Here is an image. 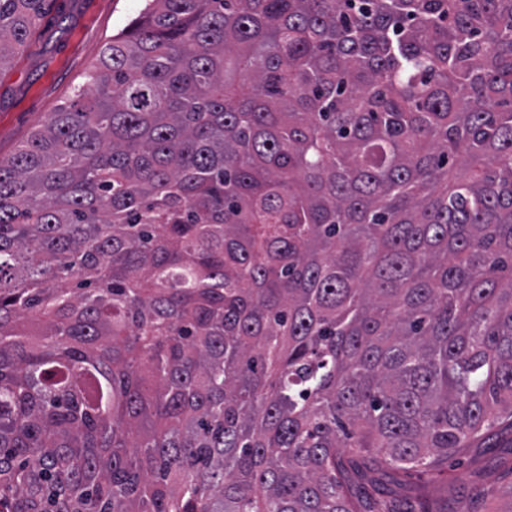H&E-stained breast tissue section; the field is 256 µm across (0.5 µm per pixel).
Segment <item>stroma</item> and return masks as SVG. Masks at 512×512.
<instances>
[{
    "mask_svg": "<svg viewBox=\"0 0 512 512\" xmlns=\"http://www.w3.org/2000/svg\"><path fill=\"white\" fill-rule=\"evenodd\" d=\"M146 0H46L23 48L0 66V158L14 154L47 115L70 106L105 45L138 16ZM493 448L469 449L441 483L413 490L387 482L386 497L426 505L432 512H512V498H481L506 486L501 461L512 456V433Z\"/></svg>",
    "mask_w": 512,
    "mask_h": 512,
    "instance_id": "1",
    "label": "stroma"
}]
</instances>
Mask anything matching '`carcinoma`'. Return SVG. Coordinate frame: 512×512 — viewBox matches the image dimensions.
Returning a JSON list of instances; mask_svg holds the SVG:
<instances>
[{"label":"carcinoma","instance_id":"carcinoma-1","mask_svg":"<svg viewBox=\"0 0 512 512\" xmlns=\"http://www.w3.org/2000/svg\"><path fill=\"white\" fill-rule=\"evenodd\" d=\"M499 426L512 0H147L0 159V512H375Z\"/></svg>","mask_w":512,"mask_h":512}]
</instances>
